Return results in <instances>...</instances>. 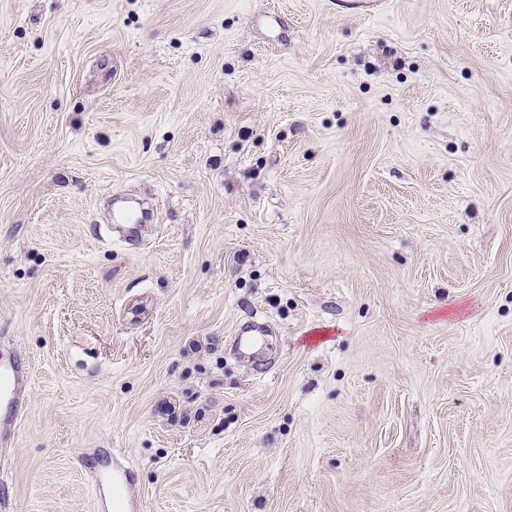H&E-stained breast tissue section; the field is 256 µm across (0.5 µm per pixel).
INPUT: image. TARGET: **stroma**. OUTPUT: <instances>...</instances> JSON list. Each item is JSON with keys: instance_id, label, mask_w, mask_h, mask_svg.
<instances>
[{"instance_id": "stroma-1", "label": "stroma", "mask_w": 512, "mask_h": 512, "mask_svg": "<svg viewBox=\"0 0 512 512\" xmlns=\"http://www.w3.org/2000/svg\"><path fill=\"white\" fill-rule=\"evenodd\" d=\"M13 354L9 512H512V0H0ZM112 486L115 489H120L119 493L123 495V498L117 497L115 509L120 512L135 511L137 509V501L132 491L130 468L120 465L113 467Z\"/></svg>"}]
</instances>
